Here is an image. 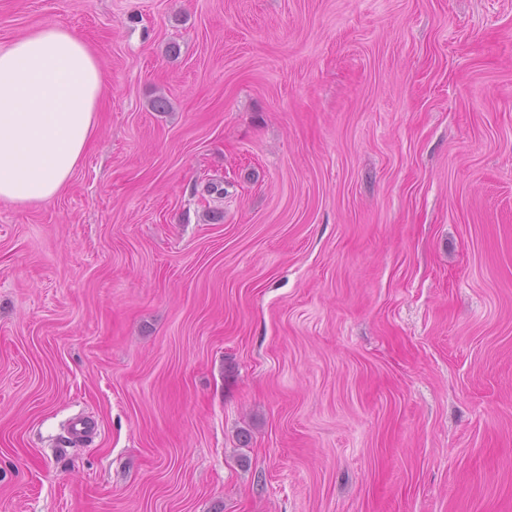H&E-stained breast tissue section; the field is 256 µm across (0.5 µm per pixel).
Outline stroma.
I'll list each match as a JSON object with an SVG mask.
<instances>
[{
	"mask_svg": "<svg viewBox=\"0 0 512 512\" xmlns=\"http://www.w3.org/2000/svg\"><path fill=\"white\" fill-rule=\"evenodd\" d=\"M47 25L106 95L0 200V512H512V0H0Z\"/></svg>",
	"mask_w": 512,
	"mask_h": 512,
	"instance_id": "stroma-1",
	"label": "stroma"
}]
</instances>
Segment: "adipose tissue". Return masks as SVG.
<instances>
[{
    "instance_id": "obj_1",
    "label": "adipose tissue",
    "mask_w": 512,
    "mask_h": 512,
    "mask_svg": "<svg viewBox=\"0 0 512 512\" xmlns=\"http://www.w3.org/2000/svg\"><path fill=\"white\" fill-rule=\"evenodd\" d=\"M103 90L95 53L68 29L0 45V200L41 204L60 193L95 133Z\"/></svg>"
}]
</instances>
